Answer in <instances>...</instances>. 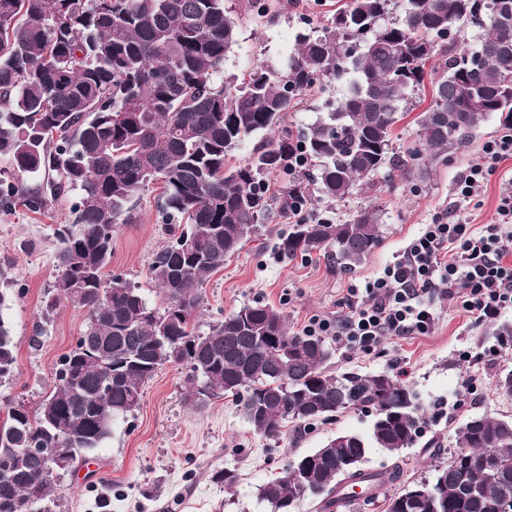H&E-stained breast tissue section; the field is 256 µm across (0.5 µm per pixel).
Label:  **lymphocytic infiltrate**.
Returning <instances> with one entry per match:
<instances>
[{
	"mask_svg": "<svg viewBox=\"0 0 512 512\" xmlns=\"http://www.w3.org/2000/svg\"><path fill=\"white\" fill-rule=\"evenodd\" d=\"M512 159V127L481 147V160L458 183L462 201L478 197L499 164ZM448 299L481 324L512 310V195L501 198L492 224L471 229L463 212L435 218L381 276L349 290L346 313L311 317L303 332L328 336L346 350L375 353L386 338L426 334L437 303Z\"/></svg>",
	"mask_w": 512,
	"mask_h": 512,
	"instance_id": "1",
	"label": "lymphocytic infiltrate"
}]
</instances>
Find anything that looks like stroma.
I'll use <instances>...</instances> for the list:
<instances>
[{"label": "stroma", "instance_id": "1", "mask_svg": "<svg viewBox=\"0 0 512 512\" xmlns=\"http://www.w3.org/2000/svg\"><path fill=\"white\" fill-rule=\"evenodd\" d=\"M336 0H288V7L273 18L249 10L241 12L240 42L224 60V76H243L266 60L286 57L298 32L316 27L330 16ZM343 90L329 84L303 95L284 127L292 135L307 130L325 111V103ZM498 115H491L475 141L451 149L447 161L433 165L422 179L375 178L341 201L309 197L299 217L271 210L259 232L241 250L212 273L201 290L196 310L200 331L240 307L267 304L284 313L292 332H302L312 316H334L344 311L350 285L374 279L419 236L438 215L464 208L474 230H483L495 216L501 198L512 192V160L502 162L480 195V205L461 206L458 181L479 162L480 144L500 130ZM78 196L70 191L42 215L24 209L0 210V264L9 266L10 282L0 284L9 299L0 318L17 344L15 376L0 384V411L24 402L36 407L53 388L61 356L75 344L85 315L59 306L51 318L42 315L54 274L53 228L73 220L71 206ZM135 220L121 225L112 239L110 271L138 285L149 304L160 306L164 295L148 273L153 254L168 241L157 210V192L148 188L134 199ZM379 213V244L360 265L338 271L327 250L294 258L276 259L275 244L295 220L308 223H348L360 211ZM438 318L424 336L391 338L371 355L335 349L331 366L357 368L366 373L390 370L400 361L402 381L413 388L424 409L422 434L412 448L394 455L370 449L371 470L397 469L399 480L376 491L378 499L399 492L435 465L447 461L455 446L456 430L472 414L512 416V400L499 397L494 377L512 366V347H496L495 324L472 325L458 303L438 302ZM479 378L477 392L456 412H449L465 374ZM187 371L169 364L147 384L140 409L116 420L112 433L99 448L77 461L61 476L49 512H100L98 501L109 496L111 512H270L257 498L260 485L270 480L298 454L323 446L336 433H368L371 410L340 414L335 421L307 430H286L279 441L254 435L232 398L195 408L185 401ZM233 471L232 485L214 478L215 472Z\"/></svg>", "mask_w": 512, "mask_h": 512}]
</instances>
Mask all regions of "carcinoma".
<instances>
[{"label": "carcinoma", "mask_w": 512, "mask_h": 512, "mask_svg": "<svg viewBox=\"0 0 512 512\" xmlns=\"http://www.w3.org/2000/svg\"><path fill=\"white\" fill-rule=\"evenodd\" d=\"M317 31L301 32L278 62L242 79L220 78L238 42L233 0H0V158L18 174L43 176L26 186L0 180V207L42 213L80 190L74 220L53 229L57 274L43 315L67 303L86 312L75 346L60 361L52 391L31 410L10 405L0 418V512H49L57 477L26 448H58L73 460L109 435L112 422L136 412L166 364L185 367L187 400L203 407L233 397L253 432L277 440L290 425L306 429L370 408L366 435L344 432L300 454L258 488L270 512H298L316 500L339 512L358 486L369 494L393 479L364 469L371 448L398 454L423 424L415 392L388 372L332 371L320 336L288 329L270 306L246 305L201 332L194 319L207 277L224 268L271 204L284 216L306 201L308 183L292 172L295 156L315 168L320 197L346 198L382 174L405 178L469 143L492 114L512 122V0H338ZM466 25L476 43L459 49ZM442 69H427L435 58ZM432 85L406 157L389 154L410 98ZM345 80L340 97L300 138L257 145L231 164L251 136L280 126L298 97ZM474 84L481 108L458 106ZM278 171L273 188L265 174ZM157 186L170 241L153 255L149 276L165 302L152 308L120 275L105 279L112 238L133 220L131 202ZM378 211L347 224L297 223L279 238L293 258L330 247L346 271L378 244ZM192 240L197 249H184ZM16 363V343L0 319V360ZM512 398V367L495 376ZM436 512H500L512 502V418L469 416L456 431L448 463L420 481ZM384 512H429L402 490Z\"/></svg>", "instance_id": "obj_1"}]
</instances>
